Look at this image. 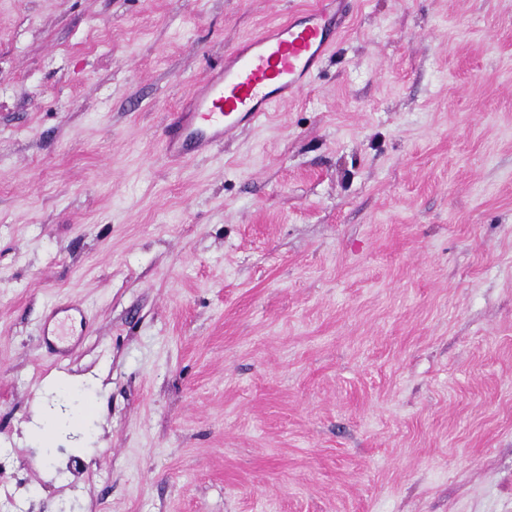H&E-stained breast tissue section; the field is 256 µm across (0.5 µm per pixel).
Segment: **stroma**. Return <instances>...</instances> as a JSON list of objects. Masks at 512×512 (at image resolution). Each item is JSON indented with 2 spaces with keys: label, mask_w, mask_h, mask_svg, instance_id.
<instances>
[{
  "label": "stroma",
  "mask_w": 512,
  "mask_h": 512,
  "mask_svg": "<svg viewBox=\"0 0 512 512\" xmlns=\"http://www.w3.org/2000/svg\"><path fill=\"white\" fill-rule=\"evenodd\" d=\"M314 2L0 0V512H512V0H341L165 153ZM336 1L320 0L226 51L219 69L195 85L187 110L168 126L167 155L186 160L207 153L242 127L263 122L307 86L333 44Z\"/></svg>",
  "instance_id": "35a3bbf8"
}]
</instances>
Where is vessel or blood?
I'll use <instances>...</instances> for the list:
<instances>
[{
	"instance_id": "1",
	"label": "vessel or blood",
	"mask_w": 512,
	"mask_h": 512,
	"mask_svg": "<svg viewBox=\"0 0 512 512\" xmlns=\"http://www.w3.org/2000/svg\"><path fill=\"white\" fill-rule=\"evenodd\" d=\"M337 24L336 0H318L315 7L226 51L219 69L195 85L187 110L168 126L167 155L194 158L242 127L263 122L313 80Z\"/></svg>"
}]
</instances>
